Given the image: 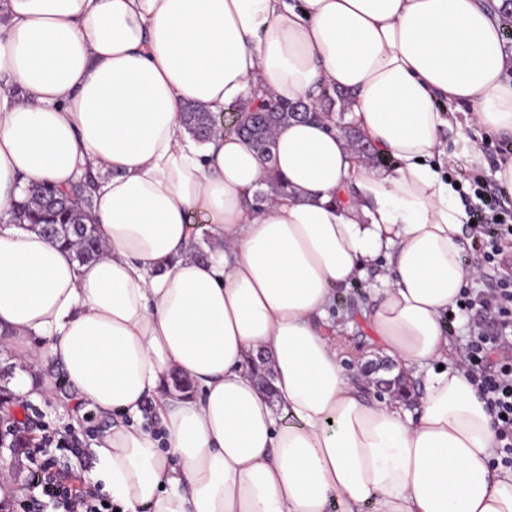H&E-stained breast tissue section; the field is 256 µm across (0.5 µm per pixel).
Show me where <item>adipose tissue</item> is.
I'll return each instance as SVG.
<instances>
[{
  "instance_id": "1",
  "label": "adipose tissue",
  "mask_w": 512,
  "mask_h": 512,
  "mask_svg": "<svg viewBox=\"0 0 512 512\" xmlns=\"http://www.w3.org/2000/svg\"><path fill=\"white\" fill-rule=\"evenodd\" d=\"M500 31L482 0H0L17 87L0 95V347L132 416L92 447L122 512H512L493 418L441 323L476 272L434 106L512 135ZM329 84L392 172L368 170L335 116L293 121L272 164L290 190L256 204L267 166L249 144L182 121L188 103H314ZM87 172L95 262L6 222L31 186ZM383 255L363 311L383 354L439 364L413 414L365 398L321 325L333 288ZM150 399L162 443L134 423Z\"/></svg>"
}]
</instances>
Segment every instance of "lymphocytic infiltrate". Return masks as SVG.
Listing matches in <instances>:
<instances>
[{
    "instance_id": "f902f5d3",
    "label": "lymphocytic infiltrate",
    "mask_w": 512,
    "mask_h": 512,
    "mask_svg": "<svg viewBox=\"0 0 512 512\" xmlns=\"http://www.w3.org/2000/svg\"><path fill=\"white\" fill-rule=\"evenodd\" d=\"M477 198L466 226L472 265L501 268L504 250L512 243V194L496 188L477 170L462 176ZM471 322L470 335L461 350V362L494 416L499 442L497 455L503 467L512 468V275L499 276L483 291L463 289L454 309L445 312V327L453 329L458 315ZM31 512L52 503L55 512H115L97 489L78 487L71 474L43 467L31 477Z\"/></svg>"
}]
</instances>
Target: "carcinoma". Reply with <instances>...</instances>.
Returning <instances> with one entry per match:
<instances>
[{"label":"carcinoma","mask_w":512,"mask_h":512,"mask_svg":"<svg viewBox=\"0 0 512 512\" xmlns=\"http://www.w3.org/2000/svg\"><path fill=\"white\" fill-rule=\"evenodd\" d=\"M346 95L336 87L329 85L323 89L321 96L322 110L327 112L335 104H340L339 111H345ZM320 113L307 104H298L296 100L283 99L274 95H254L249 103L239 106L230 116L229 121L199 105H190L183 112V120L188 131L198 139H208L216 127L224 133H234L246 139L267 164L263 184L266 190L258 192L256 199L262 201L271 196L288 194V184L284 183L272 167L273 131L293 120L316 119ZM87 183L73 188L66 193L56 188L49 189L43 184L30 188L24 199L16 203L13 219L25 224L42 235L50 230L51 225H68L72 233L57 235L54 240L75 252V259L86 265L99 256L102 247L100 235L94 224L88 223L87 206L90 198L86 195Z\"/></svg>","instance_id":"cac0c4a2"}]
</instances>
